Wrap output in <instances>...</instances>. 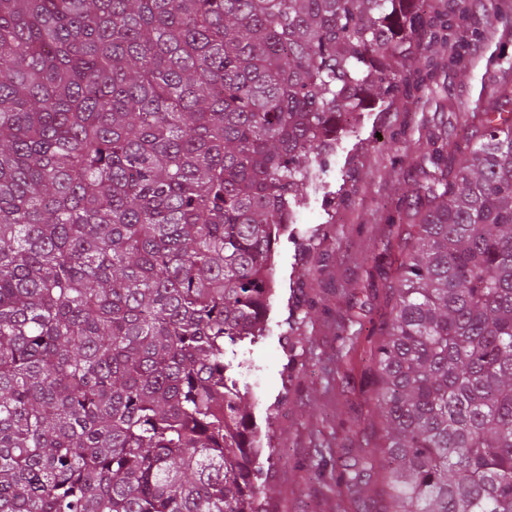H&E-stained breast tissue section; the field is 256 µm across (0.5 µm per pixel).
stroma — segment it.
Segmentation results:
<instances>
[{"label": "stroma", "instance_id": "35a3bbf8", "mask_svg": "<svg viewBox=\"0 0 512 512\" xmlns=\"http://www.w3.org/2000/svg\"><path fill=\"white\" fill-rule=\"evenodd\" d=\"M467 25L477 62L461 67L418 33L395 96L363 113L323 163L319 180L274 257L266 331L245 345L254 421L268 430L262 461L269 512H379L380 487L350 490L337 477L378 443L375 355L389 318V286L424 179V154L475 146L477 113L512 71V15L497 0H471ZM493 38H484L487 29ZM277 415L267 419L269 406Z\"/></svg>", "mask_w": 512, "mask_h": 512}]
</instances>
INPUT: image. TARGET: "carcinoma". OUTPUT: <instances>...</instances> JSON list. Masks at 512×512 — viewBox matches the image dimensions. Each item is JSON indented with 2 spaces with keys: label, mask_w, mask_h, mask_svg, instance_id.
<instances>
[{
  "label": "carcinoma",
  "mask_w": 512,
  "mask_h": 512,
  "mask_svg": "<svg viewBox=\"0 0 512 512\" xmlns=\"http://www.w3.org/2000/svg\"><path fill=\"white\" fill-rule=\"evenodd\" d=\"M424 0H0V512H268L244 342ZM415 191L383 512H512V80Z\"/></svg>",
  "instance_id": "obj_1"
}]
</instances>
